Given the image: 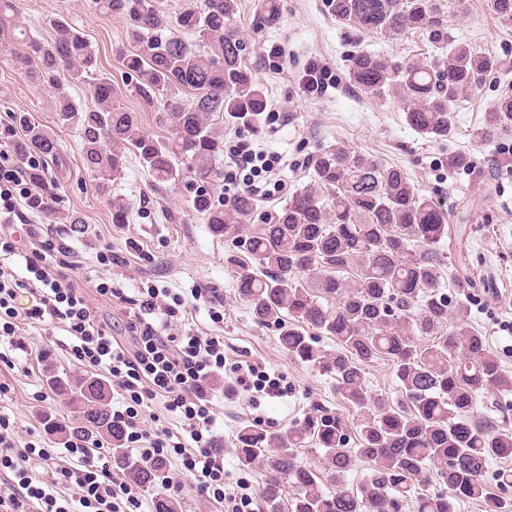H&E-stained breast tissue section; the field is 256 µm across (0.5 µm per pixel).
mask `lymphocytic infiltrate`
<instances>
[{"label": "lymphocytic infiltrate", "mask_w": 512, "mask_h": 512, "mask_svg": "<svg viewBox=\"0 0 512 512\" xmlns=\"http://www.w3.org/2000/svg\"><path fill=\"white\" fill-rule=\"evenodd\" d=\"M225 154L224 182L244 192L265 197L269 191L258 185L260 174L271 172L279 159L256 152L251 144L236 138ZM30 187L19 167L0 168V337L10 345L22 344L23 324L45 321L61 325L74 336L71 354L79 364L105 369L116 391L126 401L125 409L112 418L134 443L142 460L163 456L173 449L181 459L177 476L165 490L191 489L214 508V512H240L247 496L224 493V465L211 448L213 402L207 385L224 370V339L202 336L187 328L190 309L208 305L213 322H220L224 303L218 289L194 292L192 297L167 288L138 289L127 297L111 278L97 283V294L129 305L122 335H114L110 322L88 302L76 276L83 257L65 236L45 224H16L22 199ZM24 273H17V266ZM32 298L22 306V294ZM177 415L189 435L176 439L169 427L143 429L147 414L155 407ZM65 463L51 448L23 443L8 418H0V512H73L74 505L89 512H139L141 502L131 489L114 478L104 455L92 453L85 439L66 445ZM52 467L57 483L75 482L80 490L72 502L50 493L49 485L35 472V464Z\"/></svg>", "instance_id": "obj_1"}]
</instances>
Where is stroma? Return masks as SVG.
Listing matches in <instances>:
<instances>
[{
	"label": "stroma",
	"mask_w": 512,
	"mask_h": 512,
	"mask_svg": "<svg viewBox=\"0 0 512 512\" xmlns=\"http://www.w3.org/2000/svg\"><path fill=\"white\" fill-rule=\"evenodd\" d=\"M453 38L471 43L500 62L496 73L478 90L467 93L455 105L457 129L441 141L421 137L404 120V102L397 97H376L347 79L351 53H380L396 63H434L438 54L422 31H409L391 40L377 32L346 26L329 14L323 0H280L281 21L273 29L256 22L259 0H237V25L249 43L248 65L264 86L274 124L256 123L238 128L223 124L225 139L241 136L255 150L280 155L282 162L271 181L282 191L256 201L252 219L239 225L241 235L260 231L300 188L312 181L311 159L325 148L339 146L359 155L400 168L421 194L431 197L448 212L458 230L454 242H440L435 250L443 266L441 291L455 304L465 305L469 322L485 336L488 348L512 374V132L490 143L476 144L471 136L495 101L512 94V21L500 18L491 0H441ZM90 0H19L22 19L34 37L47 42L53 37L50 21L66 14L85 34L100 70L114 85L122 83L120 55L131 50L126 24L118 17L101 14ZM322 67V87L307 91L302 79L308 68ZM56 97L52 89L31 83L16 70L10 58L0 57V120L13 111L27 112L40 124L52 125ZM61 155L48 170L59 184L60 214L50 217L22 209L23 222L51 224L83 253L82 278L87 297L100 317L122 321L119 306L103 300L95 291L102 270L96 254L105 247L125 252L136 241L139 252L113 270L126 295L152 283L173 293L218 288L224 294V320L213 322L207 308L193 310L191 328L224 338L223 378L211 389L215 404L212 428L214 447L224 462V492L236 495L239 485L262 491L260 468L243 467L233 453L238 429L246 424L288 432L301 423L313 406L337 411L346 421L349 438H356L363 418L360 410L336 397V382L318 368L292 359L277 342L275 326L257 323L249 305L237 293L240 265L250 264L247 254L236 253L232 238L214 236L204 217L192 207L185 185L188 173L178 180L156 184L137 159H130L113 195L130 205L128 223L113 224L111 211L97 193L85 170L80 140L75 130L58 132ZM468 154L469 167L452 169L450 153ZM236 263H229V255ZM73 337L43 327L27 330L25 346L14 349L0 342V415L13 423L21 439L36 445L59 447L46 421L77 428V410L50 389L43 374L47 367L84 375L67 347ZM252 365L278 378L288 392L272 397L258 389L243 390L233 366Z\"/></svg>",
	"instance_id": "stroma-1"
}]
</instances>
